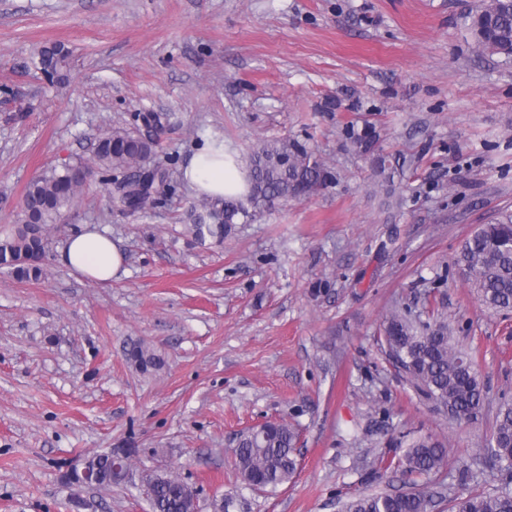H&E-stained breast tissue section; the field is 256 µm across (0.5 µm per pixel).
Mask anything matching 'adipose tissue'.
Wrapping results in <instances>:
<instances>
[{"label": "adipose tissue", "mask_w": 512, "mask_h": 512, "mask_svg": "<svg viewBox=\"0 0 512 512\" xmlns=\"http://www.w3.org/2000/svg\"><path fill=\"white\" fill-rule=\"evenodd\" d=\"M184 181L198 194L213 199L239 197L246 192L245 173L234 164L223 145L207 143L183 168ZM60 265L96 280L109 281L124 263V255L111 238L95 230L73 234L59 253Z\"/></svg>", "instance_id": "obj_1"}]
</instances>
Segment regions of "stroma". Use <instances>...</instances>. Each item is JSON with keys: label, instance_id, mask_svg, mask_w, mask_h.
Listing matches in <instances>:
<instances>
[{"label": "stroma", "instance_id": "1", "mask_svg": "<svg viewBox=\"0 0 512 512\" xmlns=\"http://www.w3.org/2000/svg\"><path fill=\"white\" fill-rule=\"evenodd\" d=\"M478 0H0V226L47 169L91 164L104 130L163 114L157 156L175 185L139 211L109 207L92 168L37 281L0 269V512H150L146 474L178 473L198 512H339L404 491L383 460L432 436L448 450L432 512L500 485L464 472L512 400V311L480 302L456 264L479 227L512 211V61L478 55ZM68 53L64 79L37 67ZM306 142L333 175L223 242H195L202 202L182 165L218 139L237 155ZM371 141L360 147V139ZM90 226L123 250L97 282L55 255ZM434 298L485 382L456 425L406 386L379 340L397 303ZM143 343L161 359L140 370ZM287 420L299 466L274 492L245 488L239 431ZM134 452L112 487L66 480L76 461ZM67 59V53L57 46L44 48L39 54L40 70L51 79V76H58L67 67Z\"/></svg>", "mask_w": 512, "mask_h": 512}]
</instances>
